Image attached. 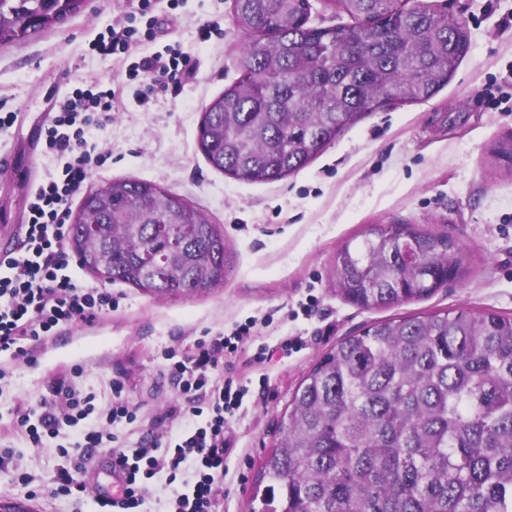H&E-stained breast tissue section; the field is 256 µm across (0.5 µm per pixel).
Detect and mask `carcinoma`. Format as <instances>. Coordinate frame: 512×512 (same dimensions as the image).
<instances>
[{"instance_id": "1", "label": "carcinoma", "mask_w": 512, "mask_h": 512, "mask_svg": "<svg viewBox=\"0 0 512 512\" xmlns=\"http://www.w3.org/2000/svg\"><path fill=\"white\" fill-rule=\"evenodd\" d=\"M86 2L0 0V45ZM329 3L352 22L309 26L310 0H235L249 42L241 77L202 113L199 146L212 167L286 178L366 113L432 98L467 53L463 23L416 0ZM86 214L98 234L84 241ZM68 242L84 267L101 256L103 283L154 295L207 291L228 271L208 215L139 179L88 192ZM463 273L459 245L414 224H380L336 253L338 292L363 309L425 299ZM280 432L251 512H512V318L469 310L373 322L309 371Z\"/></svg>"}]
</instances>
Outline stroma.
I'll return each mask as SVG.
<instances>
[{
    "mask_svg": "<svg viewBox=\"0 0 512 512\" xmlns=\"http://www.w3.org/2000/svg\"><path fill=\"white\" fill-rule=\"evenodd\" d=\"M459 16L469 48L453 78L433 98L369 112L345 130L307 167L274 182L236 179L213 168L198 148L202 112L241 75L247 38L235 22L233 0H158L154 42L142 56L179 43L191 71L179 96L155 94L147 108L128 106L88 140L112 152L86 181L97 189L117 179L152 181L201 208L224 234L231 267L223 284L190 296L157 298L125 283H112L120 301L95 329L64 328L49 337L29 367L7 363L0 381V444L11 446L21 468L50 482L67 460L56 449L32 448L14 433L15 409L50 398L73 366L79 385L110 397V381L127 377V394L142 405L128 440L151 438L152 416L177 402L159 376L155 355L167 347L193 351L204 330L230 328L251 316H272L257 341L275 345L304 336L302 351L265 366L263 395L247 397L233 420L235 442L218 493V512H250L255 479L280 438L279 424L293 394L318 359L370 323L436 311L490 309L512 316V170L497 160L500 140L512 137V110L482 102L486 92L512 89V0H421ZM137 0H88L84 11L29 40L0 46V105L18 114L0 129V155L35 163L43 180L55 170L40 153L39 138L59 104L75 88L97 83L135 86L130 61L99 55L91 43L119 12ZM217 24L204 41L200 29ZM414 224L459 244L466 272L432 296L396 307L363 310L336 293L337 251L359 243L379 224ZM316 295L319 312L293 317L299 301ZM20 502L31 512H98L92 497H29L12 473L0 471V502Z\"/></svg>",
    "mask_w": 512,
    "mask_h": 512,
    "instance_id": "35a3bbf8",
    "label": "stroma"
}]
</instances>
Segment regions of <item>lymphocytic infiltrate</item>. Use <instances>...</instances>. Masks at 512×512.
I'll return each mask as SVG.
<instances>
[{"instance_id":"f902f5d3","label":"lymphocytic infiltrate","mask_w":512,"mask_h":512,"mask_svg":"<svg viewBox=\"0 0 512 512\" xmlns=\"http://www.w3.org/2000/svg\"><path fill=\"white\" fill-rule=\"evenodd\" d=\"M155 6L156 0H138L137 9L120 15L97 37L94 48L103 55L126 57L135 46L154 41ZM188 62V54L171 45L134 61L128 76L144 85L134 97L138 106H145L155 92H180ZM122 95L103 83L74 89L47 124L44 151L57 160V172L31 187L21 246L0 260V353L12 361L35 365L33 347L60 327L93 326L119 306L111 289L82 285L72 275L66 241L73 197L110 158L109 152L89 146L87 134L111 123ZM256 325L250 317L228 332L205 331L189 354L175 347L160 352L159 374L180 397L153 418L162 438L131 442L121 435V428L139 420L141 410L126 397L127 381L121 375L113 377L112 399L102 409L96 408L93 394L77 385L82 374L78 367L72 368L70 381L55 385L51 399L17 409L13 427L33 447L50 443L63 428L73 430L79 452L57 471L53 494L83 496L92 453L108 446L118 477L112 488L118 512H144L151 486L161 476L173 487L169 512H213L224 482V459L234 446L230 424L252 384L263 387L268 382L261 366L273 354L287 358L306 345L302 337L284 336L273 348L253 346ZM92 414L98 415L99 426L83 427ZM186 464L195 472L190 482L179 479Z\"/></svg>"}]
</instances>
